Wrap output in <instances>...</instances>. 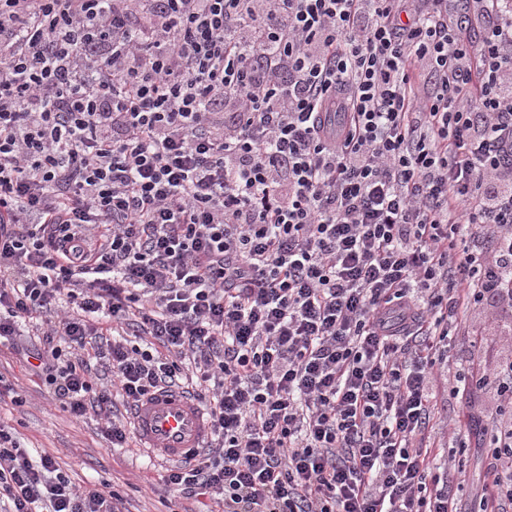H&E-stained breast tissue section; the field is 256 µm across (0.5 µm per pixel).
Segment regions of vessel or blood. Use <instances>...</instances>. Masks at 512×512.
I'll list each match as a JSON object with an SVG mask.
<instances>
[{
  "label": "vessel or blood",
  "instance_id": "vessel-or-blood-1",
  "mask_svg": "<svg viewBox=\"0 0 512 512\" xmlns=\"http://www.w3.org/2000/svg\"><path fill=\"white\" fill-rule=\"evenodd\" d=\"M131 430L151 455L182 462L208 444L211 434L206 406L187 392L161 389L129 411Z\"/></svg>",
  "mask_w": 512,
  "mask_h": 512
}]
</instances>
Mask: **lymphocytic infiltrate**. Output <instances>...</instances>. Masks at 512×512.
Returning a JSON list of instances; mask_svg holds the SVG:
<instances>
[{
	"mask_svg": "<svg viewBox=\"0 0 512 512\" xmlns=\"http://www.w3.org/2000/svg\"><path fill=\"white\" fill-rule=\"evenodd\" d=\"M0 0V339L76 417L192 359L198 512H458L426 434L470 304L512 321V0ZM344 122H337V114ZM479 512H512V358ZM5 512H123L0 427ZM450 13L454 16H468L470 23V35L475 42L481 41L489 25L495 19L493 16H487L483 12L468 7L465 2H450Z\"/></svg>",
	"mask_w": 512,
	"mask_h": 512,
	"instance_id": "obj_1",
	"label": "lymphocytic infiltrate"
}]
</instances>
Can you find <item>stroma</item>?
Here are the masks:
<instances>
[{
	"label": "stroma",
	"instance_id": "stroma-1",
	"mask_svg": "<svg viewBox=\"0 0 512 512\" xmlns=\"http://www.w3.org/2000/svg\"><path fill=\"white\" fill-rule=\"evenodd\" d=\"M512 356V325L488 303L471 307L452 332L447 365L466 375L490 372ZM438 414L428 435L438 460L455 456L462 470L456 486L459 512H474L483 493L488 446L500 414L497 390L488 383L461 394L438 382ZM0 424L15 430L32 458L49 455L78 486L117 492L127 512H195L193 499L170 495L166 464L149 459L137 443L112 447L97 416L74 418L55 400L43 379L29 371L26 358L0 345Z\"/></svg>",
	"mask_w": 512,
	"mask_h": 512
}]
</instances>
